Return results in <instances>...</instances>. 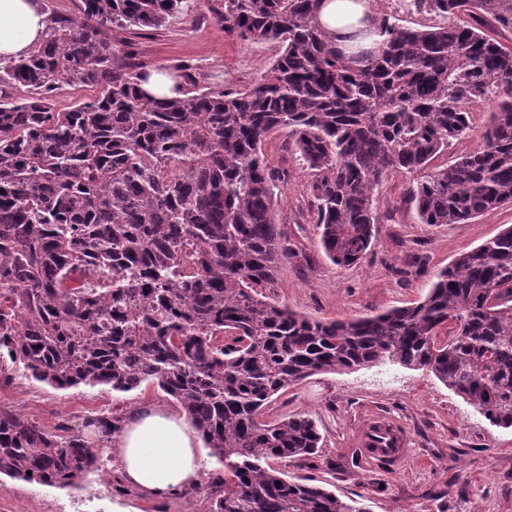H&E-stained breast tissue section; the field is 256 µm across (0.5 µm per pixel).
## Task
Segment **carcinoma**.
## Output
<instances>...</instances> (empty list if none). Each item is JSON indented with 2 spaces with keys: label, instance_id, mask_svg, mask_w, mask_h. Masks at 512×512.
<instances>
[{
  "label": "carcinoma",
  "instance_id": "carcinoma-1",
  "mask_svg": "<svg viewBox=\"0 0 512 512\" xmlns=\"http://www.w3.org/2000/svg\"><path fill=\"white\" fill-rule=\"evenodd\" d=\"M320 2L224 0L226 35L277 47L239 89L177 67L180 96L149 95L150 72L113 53L111 33L162 27L186 0H80L28 56L0 62V377L20 365L56 389L119 394L157 382L224 468L213 512H364L268 465L317 452L315 421L265 414L318 373L426 369L512 428V225L460 254L415 305L310 318L264 293L296 252L262 151L288 130L338 266L371 248L374 191L393 171L419 174L408 197L423 224L512 205V49L484 32L512 29V0H405L440 22L384 15L379 45L352 55L320 26ZM65 85L97 93L56 112ZM478 101L492 103L481 143L433 166L469 137ZM76 271L96 284L66 285ZM124 421L101 412L58 435L0 409V475L79 488Z\"/></svg>",
  "mask_w": 512,
  "mask_h": 512
}]
</instances>
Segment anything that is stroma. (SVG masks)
Wrapping results in <instances>:
<instances>
[{"label":"stroma","mask_w":512,"mask_h":512,"mask_svg":"<svg viewBox=\"0 0 512 512\" xmlns=\"http://www.w3.org/2000/svg\"><path fill=\"white\" fill-rule=\"evenodd\" d=\"M189 2L190 12L164 27L120 33L116 54L149 69L190 66L208 86L250 85L276 47L225 35L207 0ZM263 150L271 169L287 175L274 205L297 253L265 294L311 318L342 320L419 302L437 271L512 225L510 206L464 224L420 223L407 203L413 177L395 172L375 193L381 220L374 245L358 264L342 268L321 248L306 174L287 131L268 138ZM147 404L171 408L175 402L151 382L116 397L105 387L57 390L21 369L0 378V408L23 412L51 433L61 424L80 427L85 416L101 411L128 414ZM295 414L312 418L322 440L315 457L285 466L289 479L313 481L366 512H512V429L492 426L431 373L386 363L316 374L289 387L269 408L273 418ZM386 416L406 441V460L352 464L364 427ZM218 470L216 460L206 458L198 484L166 500L117 491L100 472L78 490L1 475L0 512H211L208 491Z\"/></svg>","instance_id":"1"}]
</instances>
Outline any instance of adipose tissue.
Masks as SVG:
<instances>
[{
    "label": "adipose tissue",
    "mask_w": 512,
    "mask_h": 512,
    "mask_svg": "<svg viewBox=\"0 0 512 512\" xmlns=\"http://www.w3.org/2000/svg\"><path fill=\"white\" fill-rule=\"evenodd\" d=\"M372 13L369 0H323L318 20L345 50L348 36L366 28ZM49 26L41 0H0V60L26 55ZM114 446L125 482L147 497L168 499L199 482L204 450L185 414L162 406L135 410Z\"/></svg>",
    "instance_id": "ef3b65f1"
}]
</instances>
